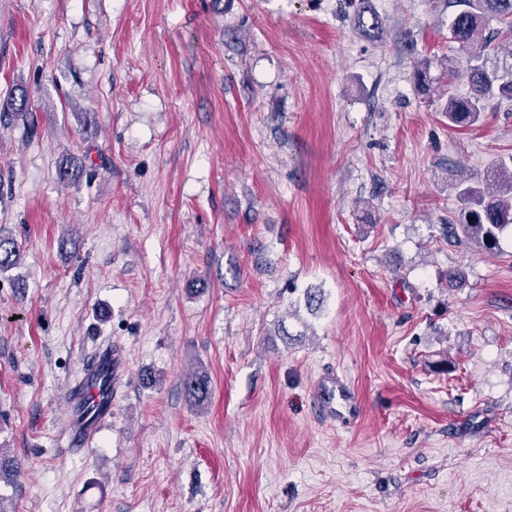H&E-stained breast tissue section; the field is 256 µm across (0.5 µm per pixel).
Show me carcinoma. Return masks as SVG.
Segmentation results:
<instances>
[{
	"label": "carcinoma",
	"instance_id": "carcinoma-1",
	"mask_svg": "<svg viewBox=\"0 0 512 512\" xmlns=\"http://www.w3.org/2000/svg\"><path fill=\"white\" fill-rule=\"evenodd\" d=\"M349 5L356 33L379 37L383 19L366 6V0H349ZM455 6L448 34L463 56L437 60L443 74L437 83L430 76L432 62L424 63L416 71V82L422 90L445 100L443 112L449 127L466 128L480 121L490 101H512V0H455ZM461 68L469 77L464 94L456 92L454 82ZM26 111V94L13 95L0 106V123L7 125L12 114ZM456 189L461 207L457 216L444 225V236L489 251L499 248L502 236L512 231V156L497 160L487 170L484 183L463 181ZM20 255L18 241L0 233V273L14 268ZM182 384L189 401L198 407L211 398L210 380L203 371L186 374Z\"/></svg>",
	"mask_w": 512,
	"mask_h": 512
}]
</instances>
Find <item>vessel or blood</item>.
I'll return each mask as SVG.
<instances>
[{
    "mask_svg": "<svg viewBox=\"0 0 512 512\" xmlns=\"http://www.w3.org/2000/svg\"><path fill=\"white\" fill-rule=\"evenodd\" d=\"M126 374L121 351L111 346L98 348L82 365V376L68 398V431L73 440L85 444L93 440L112 416V393ZM314 402L324 419L344 424L357 419L361 406L354 389L333 373L320 376Z\"/></svg>",
    "mask_w": 512,
    "mask_h": 512,
    "instance_id": "1",
    "label": "vessel or blood"
}]
</instances>
